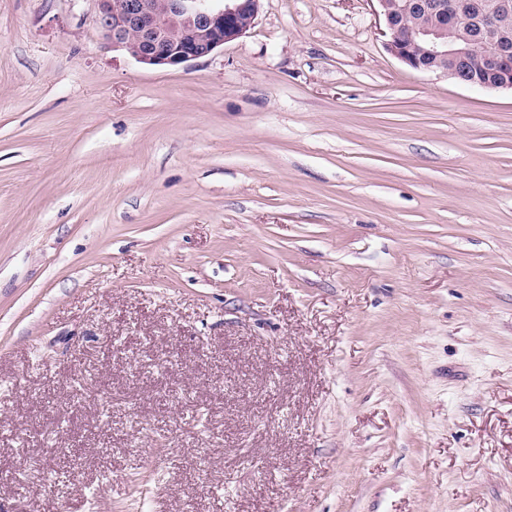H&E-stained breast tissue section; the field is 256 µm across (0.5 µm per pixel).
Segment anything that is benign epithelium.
I'll return each instance as SVG.
<instances>
[{
    "label": "benign epithelium",
    "mask_w": 512,
    "mask_h": 512,
    "mask_svg": "<svg viewBox=\"0 0 512 512\" xmlns=\"http://www.w3.org/2000/svg\"><path fill=\"white\" fill-rule=\"evenodd\" d=\"M95 24L112 49L148 66L205 58L246 34L261 0H95ZM387 50L413 70L512 90V0H376ZM480 57L484 77L464 64Z\"/></svg>",
    "instance_id": "7a95c632"
}]
</instances>
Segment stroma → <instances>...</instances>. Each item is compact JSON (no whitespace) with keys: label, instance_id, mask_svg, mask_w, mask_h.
I'll list each match as a JSON object with an SVG mask.
<instances>
[{"label":"stroma","instance_id":"1","mask_svg":"<svg viewBox=\"0 0 512 512\" xmlns=\"http://www.w3.org/2000/svg\"><path fill=\"white\" fill-rule=\"evenodd\" d=\"M378 11L0 0V512H512V90ZM262 0H95V24L112 50L148 66L205 58L246 34Z\"/></svg>","mask_w":512,"mask_h":512}]
</instances>
